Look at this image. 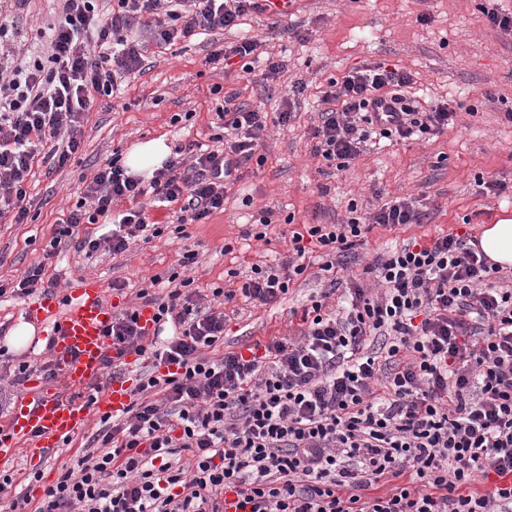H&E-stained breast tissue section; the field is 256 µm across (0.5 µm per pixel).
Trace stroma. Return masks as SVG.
I'll use <instances>...</instances> for the list:
<instances>
[{
    "label": "stroma",
    "instance_id": "35a3bbf8",
    "mask_svg": "<svg viewBox=\"0 0 512 512\" xmlns=\"http://www.w3.org/2000/svg\"><path fill=\"white\" fill-rule=\"evenodd\" d=\"M493 0H292L280 15L251 12L236 28L210 35L207 41H180L150 48L141 72L126 80L119 103L100 100L86 117L85 135L75 158L62 169L40 167L30 196L37 214L29 224L0 217V277L20 276L31 264L46 261L58 279L56 293L65 296L78 277H97L104 293L113 279L126 283L127 299L149 287L153 277L179 268V249L191 240L199 251L192 270L194 286L239 287L229 278L262 261L288 254L287 219L298 224H336L349 203L363 208L396 197L423 199L426 218L395 230L376 226L368 242L346 270L330 274L311 267L272 308H255L235 300L238 313L228 323L224 343L236 348L272 336H296L298 309L309 295L328 289L331 278L362 274L377 253L412 236L432 234L470 218L474 229L512 218L507 199L483 194L484 178L512 179V34L491 27L483 14ZM255 38L262 51L284 61L274 84L261 78L265 61L254 64L252 80L240 76V60L230 72L205 66L211 48L242 38ZM381 63L410 71L411 90L424 106L458 105L456 122L442 134L421 142L385 141L370 148L349 169L339 171L311 153V127L322 109L321 93L333 78L352 66ZM305 85L294 99V118L287 128H272L261 148L263 166L251 167L224 200L223 213L208 223L189 224L186 239L174 233L179 204L148 205L152 221L165 227L161 237L136 242L118 257L99 252L92 257L64 246L53 257L45 248L63 209L74 205L86 180L113 153L127 154L136 143L163 137L170 145L208 142L215 133V107L221 95L213 85L234 92L239 102L269 113L282 108L294 83ZM272 209L276 224L269 242H247L261 209ZM29 298L0 300V380L10 381L19 361L42 366L50 361L51 325L34 326L29 341L17 345L13 333L24 324Z\"/></svg>",
    "mask_w": 512,
    "mask_h": 512
}]
</instances>
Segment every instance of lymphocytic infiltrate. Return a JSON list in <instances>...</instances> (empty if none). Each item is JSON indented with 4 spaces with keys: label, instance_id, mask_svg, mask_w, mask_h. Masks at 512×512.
Wrapping results in <instances>:
<instances>
[{
    "label": "lymphocytic infiltrate",
    "instance_id": "lymphocytic-infiltrate-1",
    "mask_svg": "<svg viewBox=\"0 0 512 512\" xmlns=\"http://www.w3.org/2000/svg\"><path fill=\"white\" fill-rule=\"evenodd\" d=\"M35 36L0 23V215L30 216L40 165L65 167L101 97L141 70L148 45L169 46L230 29L261 0H55ZM411 72L362 66L330 80L313 126V155L348 169L372 137L429 139L456 111L409 97ZM212 149L188 141L151 179L128 176L113 155L58 218L49 247L120 255L162 229L140 200L181 203L179 224H201L251 163L276 117L224 97ZM122 213H115V206ZM340 224L293 232L286 260L254 264L239 288L204 298L185 277L163 294L113 312L106 334L113 375L127 356L150 358L127 408L103 416L93 443L76 450L40 501L0 474L12 512H512V268L491 262L469 224L411 237L377 254L372 284L350 281L338 311L310 296L298 336L224 349L236 298L263 307L287 295L319 253L322 271L342 266L374 226L424 219L412 196ZM112 223L96 234L95 224ZM154 311L164 341L139 324ZM188 464H180L182 453Z\"/></svg>",
    "mask_w": 512,
    "mask_h": 512
}]
</instances>
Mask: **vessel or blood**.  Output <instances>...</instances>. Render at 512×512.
<instances>
[{"instance_id": "vessel-or-blood-1", "label": "vessel or blood", "mask_w": 512, "mask_h": 512, "mask_svg": "<svg viewBox=\"0 0 512 512\" xmlns=\"http://www.w3.org/2000/svg\"><path fill=\"white\" fill-rule=\"evenodd\" d=\"M35 317L53 323V360L67 390L55 392L33 383L30 396L12 414L6 438L0 439V463L13 458L23 446L36 452L61 446L85 428L91 408L117 413L130 399L126 383L103 380L104 355L111 344L105 331L112 322V306L96 278L77 279L65 309H58L53 298L41 299ZM97 383L103 390L95 406L75 400V393Z\"/></svg>"}]
</instances>
